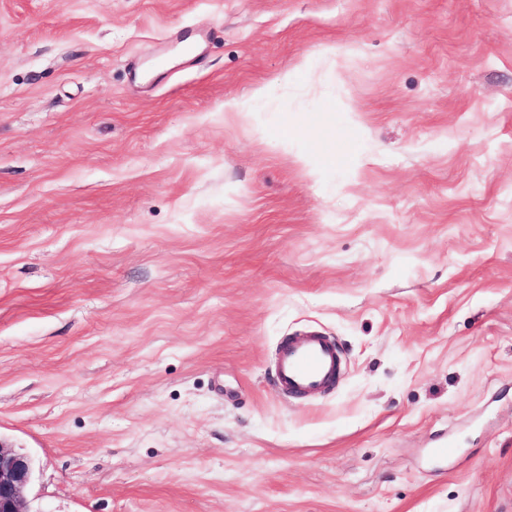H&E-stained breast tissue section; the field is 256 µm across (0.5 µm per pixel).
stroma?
<instances>
[{
    "label": "stroma",
    "mask_w": 512,
    "mask_h": 512,
    "mask_svg": "<svg viewBox=\"0 0 512 512\" xmlns=\"http://www.w3.org/2000/svg\"><path fill=\"white\" fill-rule=\"evenodd\" d=\"M0 442L28 512H512V0H0ZM340 364L336 346L322 336L291 338L281 349L275 382L288 396L301 397L331 386Z\"/></svg>",
    "instance_id": "obj_1"
}]
</instances>
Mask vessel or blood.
Segmentation results:
<instances>
[{"label": "vessel or blood", "instance_id": "vessel-or-blood-1", "mask_svg": "<svg viewBox=\"0 0 512 512\" xmlns=\"http://www.w3.org/2000/svg\"><path fill=\"white\" fill-rule=\"evenodd\" d=\"M340 364L335 345L323 337H295L281 349L275 382L282 392L301 397L331 386L338 376Z\"/></svg>", "mask_w": 512, "mask_h": 512}]
</instances>
